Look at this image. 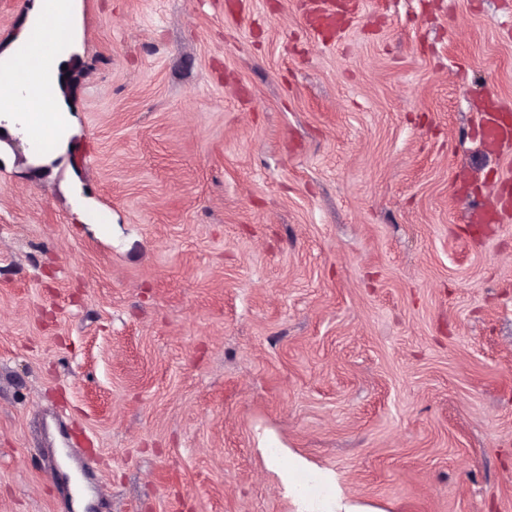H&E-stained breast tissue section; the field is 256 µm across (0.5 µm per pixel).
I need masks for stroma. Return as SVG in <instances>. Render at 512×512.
Segmentation results:
<instances>
[{"mask_svg":"<svg viewBox=\"0 0 512 512\" xmlns=\"http://www.w3.org/2000/svg\"><path fill=\"white\" fill-rule=\"evenodd\" d=\"M343 2L74 0L56 148L0 114V512H71L63 427L92 512H296L266 430L379 512H512V0ZM497 112V108H491L486 110L481 117L482 130L486 134L485 138L493 143L511 136V131L503 127ZM67 454V460L69 464H77L80 468V474L82 476V481L77 485L75 494H71V507L72 510H74V503L76 501L80 502L84 500L88 495L95 492L96 490V483L93 481L88 480L85 477L84 468H83V461L82 456L78 454V451L76 449L68 448L66 451Z\"/></svg>","mask_w":512,"mask_h":512,"instance_id":"obj_1","label":"stroma"}]
</instances>
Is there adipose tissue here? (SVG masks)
<instances>
[{"mask_svg":"<svg viewBox=\"0 0 512 512\" xmlns=\"http://www.w3.org/2000/svg\"><path fill=\"white\" fill-rule=\"evenodd\" d=\"M67 8V0H57L54 11L42 15L24 52L0 66V112L25 119L30 144L38 152L50 151L57 139L56 102L62 91L45 81L43 69L64 37ZM258 446L268 468L278 476L280 489L293 499L298 512H375L371 506L346 501L332 473L290 451L275 434L260 435Z\"/></svg>","mask_w":512,"mask_h":512,"instance_id":"obj_1","label":"adipose tissue"}]
</instances>
